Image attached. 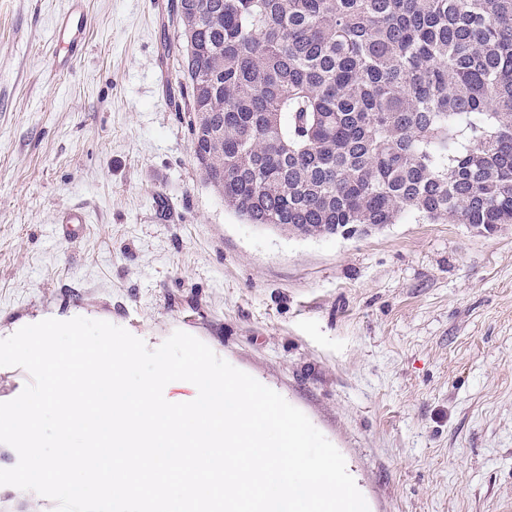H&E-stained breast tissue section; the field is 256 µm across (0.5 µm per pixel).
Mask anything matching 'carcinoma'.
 Returning a JSON list of instances; mask_svg holds the SVG:
<instances>
[{"instance_id": "carcinoma-1", "label": "carcinoma", "mask_w": 512, "mask_h": 512, "mask_svg": "<svg viewBox=\"0 0 512 512\" xmlns=\"http://www.w3.org/2000/svg\"><path fill=\"white\" fill-rule=\"evenodd\" d=\"M204 181L250 224H512V0H175Z\"/></svg>"}]
</instances>
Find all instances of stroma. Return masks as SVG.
Masks as SVG:
<instances>
[{"label": "stroma", "instance_id": "stroma-1", "mask_svg": "<svg viewBox=\"0 0 512 512\" xmlns=\"http://www.w3.org/2000/svg\"><path fill=\"white\" fill-rule=\"evenodd\" d=\"M171 2L86 0L60 71L67 0H0V339L78 316L151 349L184 331L304 412L369 512H512V224L247 223L170 101ZM84 2L85 0H69L67 11L58 16L55 21L53 37L60 48V53L56 57V65L60 70L70 67L85 44L86 10Z\"/></svg>", "mask_w": 512, "mask_h": 512}]
</instances>
